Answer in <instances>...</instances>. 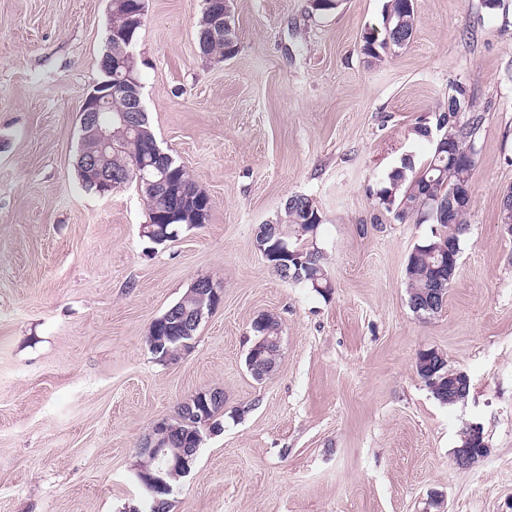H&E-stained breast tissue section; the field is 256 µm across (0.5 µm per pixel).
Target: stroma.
<instances>
[{
	"label": "stroma",
	"instance_id": "1",
	"mask_svg": "<svg viewBox=\"0 0 512 512\" xmlns=\"http://www.w3.org/2000/svg\"><path fill=\"white\" fill-rule=\"evenodd\" d=\"M386 0H230L238 52L203 56L204 0H145L133 52L158 146L211 199L206 223L144 236L135 185L81 183L80 110L102 80L110 0H0V512H124L139 443L197 392L224 391L171 512H512V0H415L407 48L362 35ZM463 86L479 118L468 230L441 311L408 303L407 258L430 223L377 203L432 149L413 127ZM321 223L329 294L280 278L255 246L288 196ZM201 276L222 291L190 349L162 362L152 322ZM280 323L277 369L245 364L253 321ZM436 349L470 377L437 401L416 372ZM489 454L454 462L462 429Z\"/></svg>",
	"mask_w": 512,
	"mask_h": 512
}]
</instances>
